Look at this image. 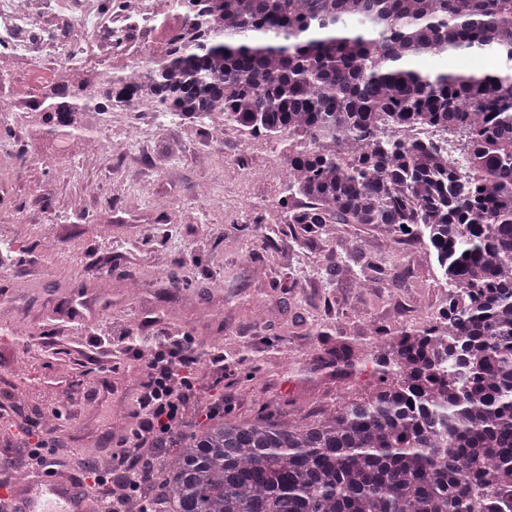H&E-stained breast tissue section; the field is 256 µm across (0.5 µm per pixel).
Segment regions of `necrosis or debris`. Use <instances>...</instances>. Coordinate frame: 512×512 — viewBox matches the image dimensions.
Wrapping results in <instances>:
<instances>
[{"label":"necrosis or debris","instance_id":"1","mask_svg":"<svg viewBox=\"0 0 512 512\" xmlns=\"http://www.w3.org/2000/svg\"><path fill=\"white\" fill-rule=\"evenodd\" d=\"M169 5L161 12L149 0L137 15L121 8L105 16L89 2L70 24L62 45L48 46L32 34L15 43L12 63L0 74V119L26 139L35 134L29 113L47 89L63 80L77 75L98 80L112 72L134 82L144 61L162 60L169 42L190 22L183 0H169Z\"/></svg>","mask_w":512,"mask_h":512}]
</instances>
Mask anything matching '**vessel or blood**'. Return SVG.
<instances>
[{"label":"vessel or blood","instance_id":"b4317fda","mask_svg":"<svg viewBox=\"0 0 512 512\" xmlns=\"http://www.w3.org/2000/svg\"><path fill=\"white\" fill-rule=\"evenodd\" d=\"M8 512H97L85 489L69 475L42 474L0 485Z\"/></svg>","mask_w":512,"mask_h":512}]
</instances>
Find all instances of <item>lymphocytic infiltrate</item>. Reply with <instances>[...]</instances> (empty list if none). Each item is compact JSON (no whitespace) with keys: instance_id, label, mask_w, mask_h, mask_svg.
I'll use <instances>...</instances> for the list:
<instances>
[{"instance_id":"lymphocytic-infiltrate-1","label":"lymphocytic infiltrate","mask_w":512,"mask_h":512,"mask_svg":"<svg viewBox=\"0 0 512 512\" xmlns=\"http://www.w3.org/2000/svg\"><path fill=\"white\" fill-rule=\"evenodd\" d=\"M170 350H157L145 358L140 382V423L131 434L113 437L117 470L125 484L124 494L111 492L112 475L99 466L86 470L89 493L94 494L102 512H128V500L154 497L149 471L161 468L172 432L188 425L198 414L214 418L228 409L230 402L213 397L224 385V355L209 354L205 371L187 365L177 352L183 337H172ZM20 427L29 439L24 460L28 470L54 469L58 464V440L46 430L41 416H22Z\"/></svg>"}]
</instances>
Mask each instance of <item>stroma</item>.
Masks as SVG:
<instances>
[{
	"mask_svg": "<svg viewBox=\"0 0 512 512\" xmlns=\"http://www.w3.org/2000/svg\"><path fill=\"white\" fill-rule=\"evenodd\" d=\"M82 0H40L31 22L48 44L63 40ZM87 133L64 149L45 139L0 161V391L22 392L26 412L51 416L71 403L99 337L132 349L78 418L59 420L65 448L105 455L133 423L142 362L137 348L185 334L200 359L220 340L235 396L232 413L300 418L371 397L372 365L344 375L325 363L337 344L360 352L385 336L435 322L446 292L425 245L357 224L313 231L287 221L306 200L286 198L270 141L236 127L208 132L187 119L156 123L152 109L90 113ZM143 128L141 140L99 152L89 131ZM104 189L96 200L88 183ZM223 194L215 210L207 200ZM82 349L79 364L65 348Z\"/></svg>",
	"mask_w": 512,
	"mask_h": 512,
	"instance_id": "1",
	"label": "stroma"
}]
</instances>
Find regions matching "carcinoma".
Returning <instances> with one entry per match:
<instances>
[{"label": "carcinoma", "instance_id": "obj_1", "mask_svg": "<svg viewBox=\"0 0 512 512\" xmlns=\"http://www.w3.org/2000/svg\"><path fill=\"white\" fill-rule=\"evenodd\" d=\"M186 35L131 86L53 88L32 123L149 99L162 112L301 138L294 224H361L427 245L448 288L435 324L374 345L373 398L308 419L228 417L174 434L137 512H512V0H190ZM486 52L493 71L418 58ZM464 137L471 172L400 132ZM341 343L325 367L352 373Z\"/></svg>", "mask_w": 512, "mask_h": 512}]
</instances>
